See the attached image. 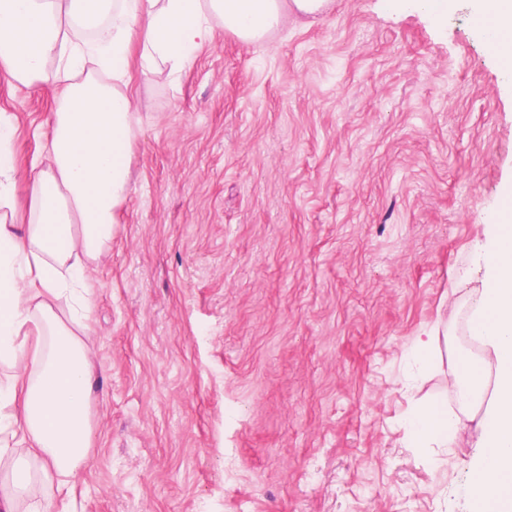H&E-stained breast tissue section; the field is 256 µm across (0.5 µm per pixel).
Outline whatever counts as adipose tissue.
<instances>
[{
	"instance_id": "obj_1",
	"label": "adipose tissue",
	"mask_w": 512,
	"mask_h": 512,
	"mask_svg": "<svg viewBox=\"0 0 512 512\" xmlns=\"http://www.w3.org/2000/svg\"><path fill=\"white\" fill-rule=\"evenodd\" d=\"M333 0H0V77L34 86L55 80L62 103L41 163L20 166L16 127L0 114V465L12 487L0 512H59L31 496L34 479L69 494L91 442L87 397L93 355L83 337L89 265L103 261L115 213L129 191L140 119L128 93L132 48L143 74L174 78L196 50L227 31L255 42L289 14L315 16ZM493 12L492 50L512 65V0H476ZM25 200H18V186ZM483 271L469 329L483 346L460 358L448 381L459 408H476L475 512H512V216L501 215L476 243ZM64 300L67 315L54 305ZM459 408L433 399L409 422L413 448L449 451ZM27 449L25 462L11 449Z\"/></svg>"
}]
</instances>
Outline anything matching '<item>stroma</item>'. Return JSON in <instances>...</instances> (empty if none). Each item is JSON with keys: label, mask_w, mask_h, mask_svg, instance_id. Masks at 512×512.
<instances>
[{"label": "stroma", "mask_w": 512, "mask_h": 512, "mask_svg": "<svg viewBox=\"0 0 512 512\" xmlns=\"http://www.w3.org/2000/svg\"><path fill=\"white\" fill-rule=\"evenodd\" d=\"M130 191L91 267L93 440L72 512H472L477 420L406 447L447 398L512 184V78L471 0L439 22L334 0L263 40L204 44L175 79L130 59ZM59 83L0 80L22 165ZM446 334L443 369L405 352ZM460 421L457 410L448 406L447 399L430 400L410 419L407 443L411 448H438L448 454Z\"/></svg>", "instance_id": "1"}]
</instances>
